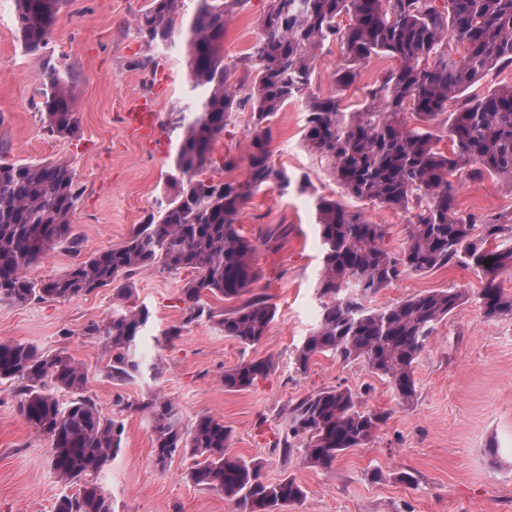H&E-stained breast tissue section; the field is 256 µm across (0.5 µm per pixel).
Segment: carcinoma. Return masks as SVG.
Listing matches in <instances>:
<instances>
[{
    "label": "carcinoma",
    "instance_id": "obj_1",
    "mask_svg": "<svg viewBox=\"0 0 512 512\" xmlns=\"http://www.w3.org/2000/svg\"><path fill=\"white\" fill-rule=\"evenodd\" d=\"M193 2L186 68L191 89L201 96L193 119L179 120L183 134L165 202L133 225L122 243L57 277L37 279L31 270L55 247L66 244L80 253L71 217L82 191L65 160L18 163L0 157V302H58L110 289L112 316L90 323L85 333L96 337L107 357L106 376L116 385L145 374L138 348L151 312L132 300V278L153 268L189 275L180 289L181 321L164 331L165 340L205 321L240 344H258L276 310L252 293L255 248L237 223L263 187L281 194L294 185L300 192L310 188L307 174H290L271 161V119L299 102L306 113L303 145L330 164L345 195L407 212L410 219L396 255L385 246L387 225L332 197L315 198L320 314L296 349V370L307 371L318 354L360 360L388 380L399 403H411L416 360L467 295L459 289L425 291L382 308L369 307V298L404 274L459 264L481 277V314L512 319V291L502 287V276L512 273V213L485 219L461 213L453 180L466 170L476 180L489 176L512 185V85L467 93L490 71L512 68V0H270L248 84L234 81L224 64V0ZM65 3L14 0V24L22 52L36 66L43 128L71 138L79 131L76 75L68 62L44 52ZM184 7V0H149L133 20L137 37L149 47L166 44ZM332 38L342 56L337 90L319 97L312 90L316 54ZM374 56L391 58L395 66L349 112L344 94L357 66ZM246 105L252 119L246 175L216 181L206 176L209 169L232 170L237 161L215 158L214 146L231 114ZM444 128L451 141L447 152L439 146ZM208 294L239 304L226 312L203 301ZM272 367L271 359L261 358L226 370L224 389H246ZM5 383L24 421L51 442V469L68 488L52 512H115L98 476L119 454L124 425L104 415L87 394L84 366L64 351L0 341V385ZM116 406L145 416L159 470L178 454L190 455L189 480L224 494L236 512H279L305 496L295 479L269 482L261 461L231 455L230 430L218 419L201 415L185 427L174 402L161 394L141 403L119 398ZM388 417L363 407L350 388L319 390L289 409L283 449L301 447L306 463L327 469L342 453L368 444Z\"/></svg>",
    "mask_w": 512,
    "mask_h": 512
}]
</instances>
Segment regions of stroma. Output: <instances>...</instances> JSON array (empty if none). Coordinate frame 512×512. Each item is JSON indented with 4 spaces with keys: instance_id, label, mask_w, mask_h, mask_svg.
I'll use <instances>...</instances> for the list:
<instances>
[{
    "instance_id": "stroma-1",
    "label": "stroma",
    "mask_w": 512,
    "mask_h": 512,
    "mask_svg": "<svg viewBox=\"0 0 512 512\" xmlns=\"http://www.w3.org/2000/svg\"><path fill=\"white\" fill-rule=\"evenodd\" d=\"M148 0H68L54 28L49 51L66 56L78 75L76 137L45 132L35 108L37 79L16 41L12 4L0 9V154L9 162L68 160L83 194L72 216L82 237L80 253L59 246L38 267L36 278L64 273L79 257L121 243L132 225L155 213L166 195V176L178 143L177 109L192 105L185 67V21L177 19L167 45L146 47L132 19ZM269 0H241L224 16V61L235 79L246 80ZM150 56L157 69L132 67ZM157 101L154 136L136 138L123 114L137 96ZM305 112L293 102L272 119L276 166L307 173L309 193L264 188L239 216V230L256 248L254 293L275 306L276 315L260 343L246 346L213 325L194 324L173 343L164 330L181 317L178 296L183 274L157 269L136 275V295L153 318L141 350L152 370L138 382L116 386L85 327L112 313V293L102 290L60 302L12 305L0 302V341L67 350L87 371V391L105 414L123 396L145 401L159 391L179 407L183 424L210 415L231 431L230 454L264 463L269 481L291 476L303 486L301 502L284 512H512V320L484 318L475 296L481 287L469 268L450 265L407 275L377 293L381 308L422 291L466 289L467 302L438 327L415 363L417 396L399 405L387 379L360 361L345 363L318 355L297 372L294 350L315 327L321 271L312 218L314 195L342 201L376 224L389 227L393 252L404 242L406 212L345 196L329 166L302 146ZM250 111L233 113L216 154L235 156L236 169L212 171L220 180L243 178ZM457 206L466 213L512 212V188L487 178L476 182L459 172ZM271 358L270 374L242 391L224 388L225 370L243 361ZM346 386L364 406L388 412L372 441L348 450L328 469L304 462L300 451L284 453L283 431L292 403L318 390ZM121 453L100 481L116 512H235L220 493L195 486L187 477L190 457L176 456L166 470L152 458L151 431L138 413H123ZM49 440L20 416L11 387L0 385V512H51L64 488L50 468ZM414 483L401 481V473Z\"/></svg>"
}]
</instances>
